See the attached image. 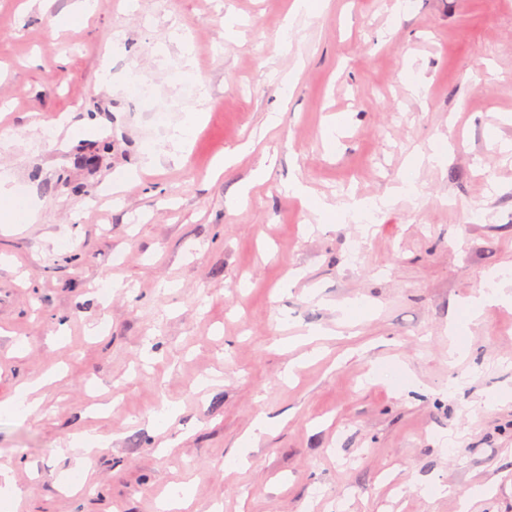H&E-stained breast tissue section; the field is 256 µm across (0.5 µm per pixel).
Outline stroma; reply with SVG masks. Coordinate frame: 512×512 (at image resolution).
I'll use <instances>...</instances> for the list:
<instances>
[{
	"instance_id": "35a3bbf8",
	"label": "stroma",
	"mask_w": 512,
	"mask_h": 512,
	"mask_svg": "<svg viewBox=\"0 0 512 512\" xmlns=\"http://www.w3.org/2000/svg\"><path fill=\"white\" fill-rule=\"evenodd\" d=\"M74 2L0 0V168L36 212L0 226V403L44 382L0 411V512H459L477 485L512 512V305L465 307L512 266V0H97L58 28ZM431 144L367 228L284 190L378 199Z\"/></svg>"
}]
</instances>
